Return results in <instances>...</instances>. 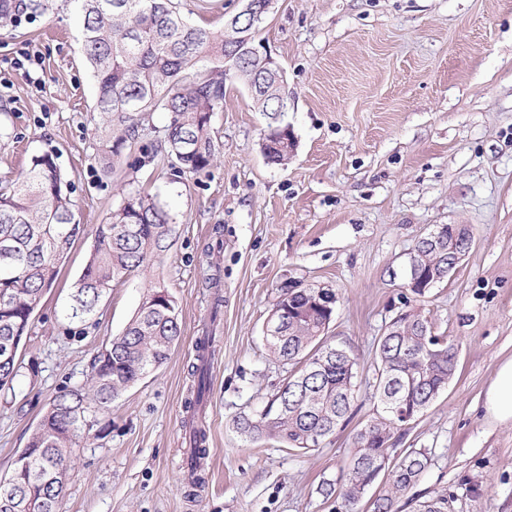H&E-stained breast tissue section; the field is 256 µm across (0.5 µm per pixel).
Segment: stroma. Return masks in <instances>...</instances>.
Segmentation results:
<instances>
[{
	"label": "stroma",
	"mask_w": 512,
	"mask_h": 512,
	"mask_svg": "<svg viewBox=\"0 0 512 512\" xmlns=\"http://www.w3.org/2000/svg\"><path fill=\"white\" fill-rule=\"evenodd\" d=\"M192 23L222 28L238 0H174ZM256 42L284 72L288 109L258 111L236 79L212 135L209 168L184 172L168 152L163 112L138 118L113 169L74 0H34L0 24V193L31 158L54 152L83 225L32 316L12 388L0 391V478L63 387L83 382L103 343L143 295L164 286L181 339L155 372L98 414L76 452L59 512H335L318 492L339 479L353 434L376 414V344L400 312L423 306L458 347L447 388L394 454L431 465L397 512L454 492V512H512V425L484 418L482 393L512 356V0H276ZM34 60L17 66L22 52ZM289 128L287 161L269 162L270 128ZM132 193L173 218L166 251L116 284L83 322L66 306L95 228ZM438 224L468 225L472 245L424 303L403 287L408 254ZM220 274L221 352L209 371L206 485L189 496L183 420L195 341L209 322L205 279ZM334 289L327 336L357 362L356 414L313 450L236 429L287 375L266 323L288 282ZM483 482L474 496L470 478Z\"/></svg>",
	"instance_id": "obj_1"
}]
</instances>
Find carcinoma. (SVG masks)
Masks as SVG:
<instances>
[{"mask_svg": "<svg viewBox=\"0 0 512 512\" xmlns=\"http://www.w3.org/2000/svg\"><path fill=\"white\" fill-rule=\"evenodd\" d=\"M83 15V50L97 83L95 110L102 115L107 146L102 158L119 155L135 136L140 112L170 115L167 145L180 169L196 172L215 157L211 121L224 106V83L242 82L260 112H283V75L265 69L244 53V38L255 40L259 23L238 12L220 31L195 26L173 0H76ZM199 63L205 70L195 69ZM67 183L51 152L32 157L8 193H0V343L28 331L31 311L56 282L60 263L81 232ZM170 212L148 196L133 194L98 225L94 244L74 283L68 315L83 320L109 290L167 247ZM424 265L448 266V250L420 242ZM164 289L143 297L123 331L97 356L83 384L66 387L53 398L30 435L27 447L39 456L27 459L0 480V512H25V490L42 494L41 512H58L56 485L66 478L74 450L110 410L123 390L158 369L180 339L176 305ZM331 303L314 288H280L273 314L284 324L281 336H268L270 352L290 366L288 376L265 406L235 420L237 430L258 440L275 439L291 449L311 450L338 427L349 423L357 368L351 354L327 341L336 295ZM215 337L199 340L192 404H203ZM458 348L436 334L420 311H406L386 328L377 345L374 399L376 416L360 428L350 450L340 490L327 480L319 492L338 493L345 512H355L369 484L383 478L371 512H394L397 498L410 490L430 467L426 450L410 448L392 462L389 447L401 422L392 402L422 415L455 374ZM190 471L201 470L206 430L191 432ZM454 493L418 504V512H448Z\"/></svg>", "mask_w": 512, "mask_h": 512, "instance_id": "obj_1", "label": "carcinoma"}]
</instances>
